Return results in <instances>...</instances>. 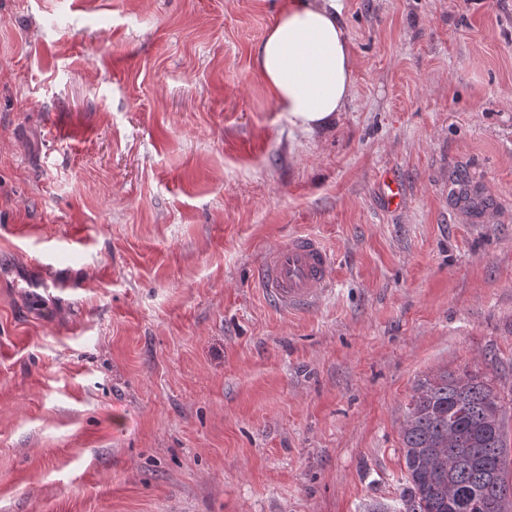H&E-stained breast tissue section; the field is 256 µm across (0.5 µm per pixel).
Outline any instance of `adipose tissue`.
I'll return each instance as SVG.
<instances>
[{
  "mask_svg": "<svg viewBox=\"0 0 512 512\" xmlns=\"http://www.w3.org/2000/svg\"><path fill=\"white\" fill-rule=\"evenodd\" d=\"M255 60L275 106L301 134L333 124L352 97L354 57L334 0H283Z\"/></svg>",
  "mask_w": 512,
  "mask_h": 512,
  "instance_id": "ef3b65f1",
  "label": "adipose tissue"
}]
</instances>
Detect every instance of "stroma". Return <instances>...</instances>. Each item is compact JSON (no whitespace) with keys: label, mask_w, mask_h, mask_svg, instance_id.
Returning <instances> with one entry per match:
<instances>
[{"label":"stroma","mask_w":512,"mask_h":512,"mask_svg":"<svg viewBox=\"0 0 512 512\" xmlns=\"http://www.w3.org/2000/svg\"><path fill=\"white\" fill-rule=\"evenodd\" d=\"M281 2L0 0V512H369L419 380L512 423V0H336L310 137L255 67ZM296 235L334 266L284 312ZM332 255L312 236H296L269 252L257 269L266 297L279 309L299 311L328 291Z\"/></svg>","instance_id":"35a3bbf8"}]
</instances>
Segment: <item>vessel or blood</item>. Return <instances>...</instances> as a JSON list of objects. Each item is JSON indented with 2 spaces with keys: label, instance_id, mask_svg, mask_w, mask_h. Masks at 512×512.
Returning <instances> with one entry per match:
<instances>
[{
  "label": "vessel or blood",
  "instance_id": "obj_1",
  "mask_svg": "<svg viewBox=\"0 0 512 512\" xmlns=\"http://www.w3.org/2000/svg\"><path fill=\"white\" fill-rule=\"evenodd\" d=\"M333 258L312 236H297L269 252L257 269L258 281L279 309H306L325 295Z\"/></svg>",
  "mask_w": 512,
  "mask_h": 512
}]
</instances>
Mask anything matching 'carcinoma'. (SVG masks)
<instances>
[{"mask_svg":"<svg viewBox=\"0 0 512 512\" xmlns=\"http://www.w3.org/2000/svg\"><path fill=\"white\" fill-rule=\"evenodd\" d=\"M399 512H497L512 487V442L497 391L443 372L414 389L401 428Z\"/></svg>","mask_w":512,"mask_h":512,"instance_id":"carcinoma-1","label":"carcinoma"}]
</instances>
